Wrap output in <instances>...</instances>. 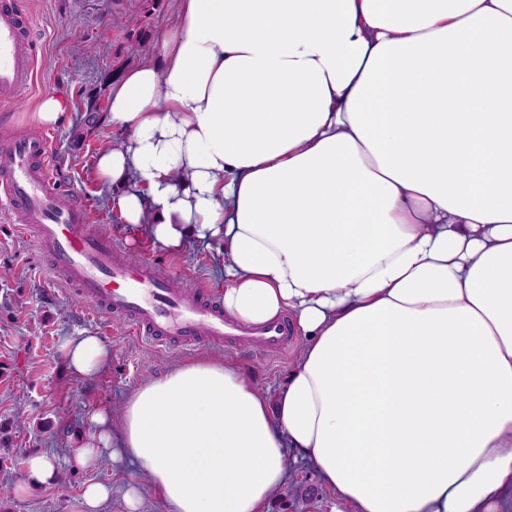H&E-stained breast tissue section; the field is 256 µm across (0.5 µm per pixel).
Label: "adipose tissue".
<instances>
[{
    "instance_id": "obj_1",
    "label": "adipose tissue",
    "mask_w": 512,
    "mask_h": 512,
    "mask_svg": "<svg viewBox=\"0 0 512 512\" xmlns=\"http://www.w3.org/2000/svg\"><path fill=\"white\" fill-rule=\"evenodd\" d=\"M159 49L110 84L99 178L164 248L217 242L226 317L303 341L273 396L171 365L72 465L170 512H267L299 461L353 512H512V0H178Z\"/></svg>"
}]
</instances>
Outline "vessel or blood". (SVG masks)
Wrapping results in <instances>:
<instances>
[{"instance_id":"b4317fda","label":"vessel or blood","mask_w":512,"mask_h":512,"mask_svg":"<svg viewBox=\"0 0 512 512\" xmlns=\"http://www.w3.org/2000/svg\"><path fill=\"white\" fill-rule=\"evenodd\" d=\"M30 36L17 0H0V102L29 86L34 61L23 46ZM48 134L0 139V194L17 223L31 229L49 253L54 274L93 312L118 313L136 334L160 346L220 345L248 337L277 348L288 341L279 321L251 331L224 318L222 303L191 285L175 287L148 261L128 255L112 234L96 230L83 202L64 198Z\"/></svg>"}]
</instances>
